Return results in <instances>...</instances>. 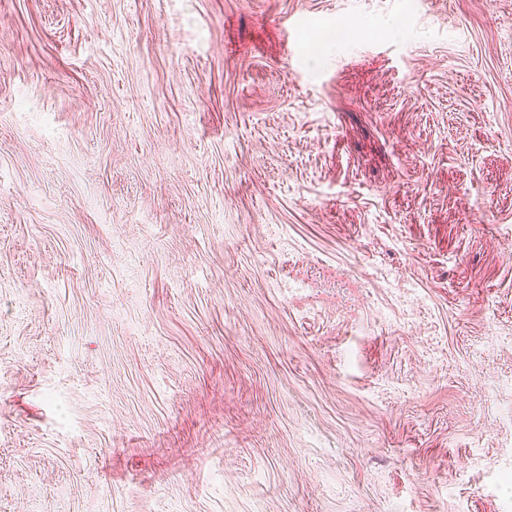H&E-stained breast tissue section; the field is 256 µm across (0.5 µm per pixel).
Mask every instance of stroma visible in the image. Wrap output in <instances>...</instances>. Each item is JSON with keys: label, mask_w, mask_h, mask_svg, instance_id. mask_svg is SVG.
Here are the masks:
<instances>
[{"label": "stroma", "mask_w": 512, "mask_h": 512, "mask_svg": "<svg viewBox=\"0 0 512 512\" xmlns=\"http://www.w3.org/2000/svg\"><path fill=\"white\" fill-rule=\"evenodd\" d=\"M0 512H512V0H0Z\"/></svg>", "instance_id": "35a3bbf8"}]
</instances>
